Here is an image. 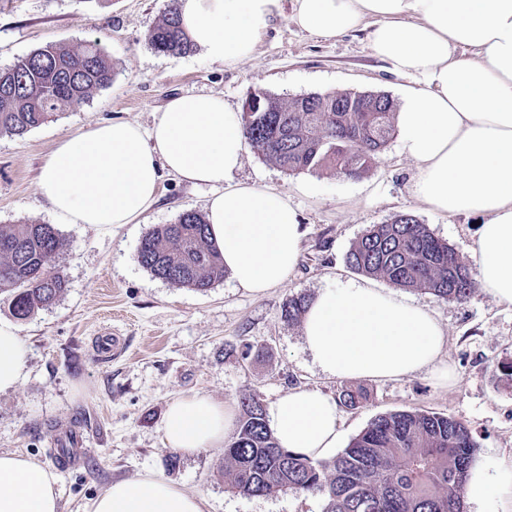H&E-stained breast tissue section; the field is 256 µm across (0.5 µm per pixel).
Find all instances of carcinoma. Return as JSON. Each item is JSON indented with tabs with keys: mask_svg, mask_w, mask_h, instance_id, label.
I'll return each instance as SVG.
<instances>
[{
	"mask_svg": "<svg viewBox=\"0 0 512 512\" xmlns=\"http://www.w3.org/2000/svg\"><path fill=\"white\" fill-rule=\"evenodd\" d=\"M151 47L182 55L194 44L173 8L148 33ZM112 63L98 43L78 48L48 44L0 69V134L22 135L48 116L85 102L112 83ZM261 111L244 124L248 146L288 174L331 170L357 179L375 164L397 132L391 98L376 112H338L352 92L304 94L284 100L260 91ZM64 241L52 224L0 226V295L24 320L62 296L67 280L55 266ZM137 261L170 284L210 290L224 279V261L205 218L185 211L174 224L152 226ZM350 268L396 288L426 291L461 303L474 279L467 264L411 214L373 224L346 255ZM309 300H288L295 323ZM236 432L224 444L227 489L247 497L288 490L323 496L326 512H464V491L478 444L461 421L437 413L397 411L374 419L330 461L283 448L267 424L262 401H241Z\"/></svg>",
	"mask_w": 512,
	"mask_h": 512,
	"instance_id": "carcinoma-1",
	"label": "carcinoma"
}]
</instances>
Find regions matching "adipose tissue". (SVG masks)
Masks as SVG:
<instances>
[{
  "mask_svg": "<svg viewBox=\"0 0 512 512\" xmlns=\"http://www.w3.org/2000/svg\"><path fill=\"white\" fill-rule=\"evenodd\" d=\"M192 42L214 61L251 60L283 0H178ZM292 22L324 38L365 28L374 56L417 86L396 114L402 152L417 164L419 202L442 214L479 217L481 287L512 305V0H293ZM247 152L243 114L214 94L169 99L151 127L101 121L60 141L37 193L72 224L109 230L157 201L163 173L212 187L209 238L237 287L259 294L297 266L303 226L287 193L231 183ZM303 339L313 362L340 379L389 380L431 366L445 344L427 310L368 282L326 288L311 300ZM29 349L0 321V392L26 375ZM233 406L202 394L174 398L163 443L182 452L218 448ZM334 397L316 389L274 401L267 423L279 444L314 460L340 435ZM466 495L477 512H512V459L475 461ZM0 512H60L56 475L28 456L0 454ZM91 512H205L203 500L147 472L119 480Z\"/></svg>",
  "mask_w": 512,
  "mask_h": 512,
  "instance_id": "ef3b65f1",
  "label": "adipose tissue"
}]
</instances>
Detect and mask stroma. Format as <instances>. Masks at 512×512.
Wrapping results in <instances>:
<instances>
[{
    "mask_svg": "<svg viewBox=\"0 0 512 512\" xmlns=\"http://www.w3.org/2000/svg\"><path fill=\"white\" fill-rule=\"evenodd\" d=\"M172 0H0V68L48 44L99 43L110 59L111 85L53 114L24 135H0V225L51 224L65 246L58 265L68 288L51 307L17 323L30 349L25 379L0 393V453L19 452L51 468L59 430L84 439L79 468L59 473L61 512H90L112 482L151 471L202 497L206 512H324L326 500L287 492L246 497L227 490L223 449L179 454L170 465L162 443L168 403L198 392L221 402L254 395L270 404L295 388L337 397L346 379L325 374L304 348L301 323H288V299L361 281L345 257L371 225L408 213L426 224L469 266L478 220L444 215L415 197L417 167L391 140L369 172L347 179L331 171L287 174L248 151L233 182H260L288 192L301 216L300 260L285 283L255 295L224 278L207 292L166 283L137 261L147 229L204 212L212 191L163 175L156 204L137 223L108 231L67 224L36 194L42 166L56 145L93 121L126 120L150 127L170 97L216 94L240 108L255 91L290 99L333 91L381 92L400 99L411 78L373 56L367 30L333 39L312 35L289 15L274 18L252 60L227 66L201 49L185 55L154 51L149 29ZM402 296L432 312L446 344L438 367L387 381L358 380L365 400L342 409L339 448L375 418L421 411L461 420L488 461L512 456V306L481 287L461 303L422 291ZM118 331L124 353L99 359L96 336ZM451 367L448 385L437 370Z\"/></svg>",
    "mask_w": 512,
    "mask_h": 512,
    "instance_id": "stroma-1",
    "label": "stroma"
}]
</instances>
